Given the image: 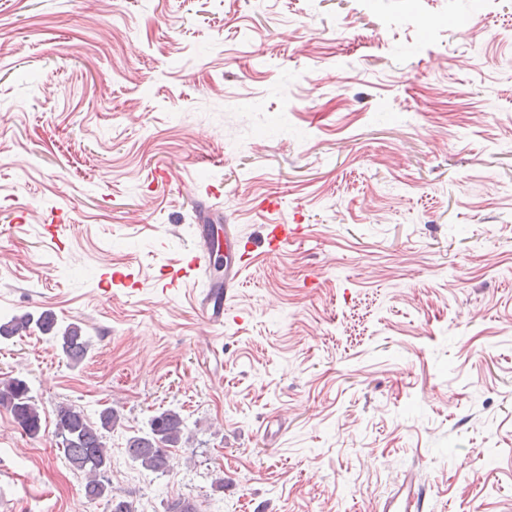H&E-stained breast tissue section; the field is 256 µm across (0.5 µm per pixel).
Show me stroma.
<instances>
[{"label": "stroma", "mask_w": 512, "mask_h": 512, "mask_svg": "<svg viewBox=\"0 0 512 512\" xmlns=\"http://www.w3.org/2000/svg\"><path fill=\"white\" fill-rule=\"evenodd\" d=\"M201 219L304 227L219 333L161 280ZM46 310L92 348L0 341L42 412L0 407V512H83L61 404L118 413L137 512H512V0H0V322ZM191 440L187 425L173 409L159 411L148 421L146 431L126 439V452L132 462L152 473L169 467V448L183 447ZM427 507V490L411 478L404 482L397 493L383 508L384 512H423Z\"/></svg>", "instance_id": "1"}]
</instances>
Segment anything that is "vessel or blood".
<instances>
[{
	"mask_svg": "<svg viewBox=\"0 0 512 512\" xmlns=\"http://www.w3.org/2000/svg\"><path fill=\"white\" fill-rule=\"evenodd\" d=\"M303 232L298 224H268L264 227L261 241L245 236L225 233L223 248H216L206 225H198V241L187 255L183 265L171 269L165 276V285L178 287L185 279L195 275L204 265L223 260L224 276L211 280L208 288L197 298V309L206 324L215 330L223 329L230 308L228 303L245 268L250 266L259 253L274 254ZM427 490L415 480L404 482L383 512H425Z\"/></svg>",
	"mask_w": 512,
	"mask_h": 512,
	"instance_id": "b4317fda",
	"label": "vessel or blood"
}]
</instances>
